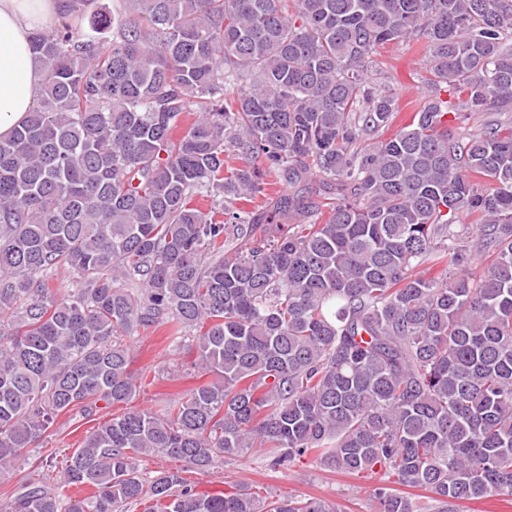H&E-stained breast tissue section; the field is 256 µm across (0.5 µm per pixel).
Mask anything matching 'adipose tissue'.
<instances>
[{
	"instance_id": "adipose-tissue-1",
	"label": "adipose tissue",
	"mask_w": 512,
	"mask_h": 512,
	"mask_svg": "<svg viewBox=\"0 0 512 512\" xmlns=\"http://www.w3.org/2000/svg\"><path fill=\"white\" fill-rule=\"evenodd\" d=\"M64 0H0V137L8 136L35 106L40 69L34 35L56 19Z\"/></svg>"
}]
</instances>
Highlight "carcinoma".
<instances>
[{
	"mask_svg": "<svg viewBox=\"0 0 512 512\" xmlns=\"http://www.w3.org/2000/svg\"><path fill=\"white\" fill-rule=\"evenodd\" d=\"M61 17L33 38V110L0 137V478L60 413L131 401L142 330L169 327L217 382L112 415L62 485L27 480L6 512H341L139 470L253 448L381 475L377 512L511 501L512 0H66ZM410 42L431 92L362 147L400 110L374 54ZM281 171L318 201L274 189ZM309 206L327 217L284 223Z\"/></svg>",
	"mask_w": 512,
	"mask_h": 512,
	"instance_id": "obj_1",
	"label": "carcinoma"
}]
</instances>
